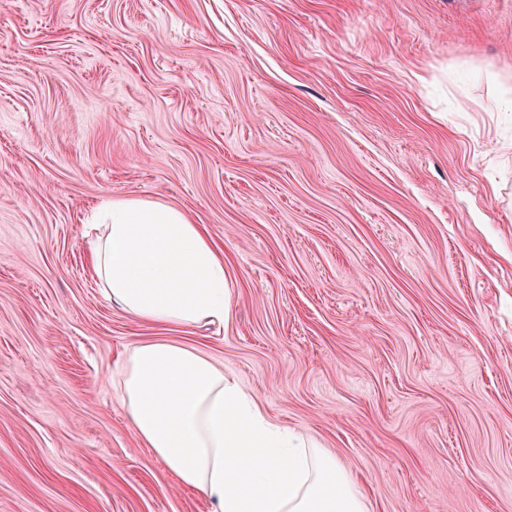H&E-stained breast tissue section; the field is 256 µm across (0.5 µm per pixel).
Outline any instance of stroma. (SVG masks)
I'll return each instance as SVG.
<instances>
[{
  "mask_svg": "<svg viewBox=\"0 0 512 512\" xmlns=\"http://www.w3.org/2000/svg\"><path fill=\"white\" fill-rule=\"evenodd\" d=\"M512 0H0V512H212L112 380L158 336L369 512H512ZM202 225L225 323L112 305L87 218Z\"/></svg>",
  "mask_w": 512,
  "mask_h": 512,
  "instance_id": "1",
  "label": "stroma"
}]
</instances>
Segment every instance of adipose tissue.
<instances>
[{
	"label": "adipose tissue",
	"instance_id": "ef3b65f1",
	"mask_svg": "<svg viewBox=\"0 0 512 512\" xmlns=\"http://www.w3.org/2000/svg\"><path fill=\"white\" fill-rule=\"evenodd\" d=\"M94 276L113 304L160 326L223 322L224 262L199 225L160 200L96 207ZM116 395L141 443L213 512H368L335 455L269 421L200 350L161 337L123 356Z\"/></svg>",
	"mask_w": 512,
	"mask_h": 512
}]
</instances>
